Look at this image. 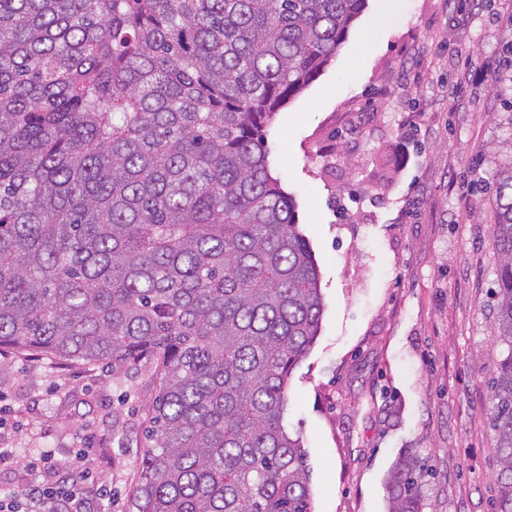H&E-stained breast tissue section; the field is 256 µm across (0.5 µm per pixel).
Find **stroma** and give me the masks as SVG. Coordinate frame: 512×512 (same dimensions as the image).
<instances>
[{
    "label": "stroma",
    "instance_id": "1",
    "mask_svg": "<svg viewBox=\"0 0 512 512\" xmlns=\"http://www.w3.org/2000/svg\"><path fill=\"white\" fill-rule=\"evenodd\" d=\"M509 44L512 0H367L267 132L324 302L284 418L307 453L312 512H388L384 480L406 448L429 470L424 512H494L492 177L512 167V112L484 65ZM154 397L147 363L0 350V448L16 460L0 493L49 450L45 483L88 466L112 512H128Z\"/></svg>",
    "mask_w": 512,
    "mask_h": 512
}]
</instances>
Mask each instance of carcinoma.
<instances>
[{
	"instance_id": "carcinoma-1",
	"label": "carcinoma",
	"mask_w": 512,
	"mask_h": 512,
	"mask_svg": "<svg viewBox=\"0 0 512 512\" xmlns=\"http://www.w3.org/2000/svg\"><path fill=\"white\" fill-rule=\"evenodd\" d=\"M366 0H0V348L155 365L132 512H311L286 388L323 311L264 131ZM512 512V168L494 186ZM413 452L388 512H422Z\"/></svg>"
}]
</instances>
